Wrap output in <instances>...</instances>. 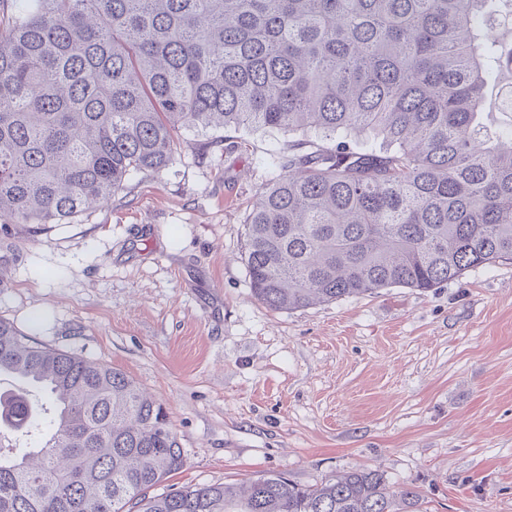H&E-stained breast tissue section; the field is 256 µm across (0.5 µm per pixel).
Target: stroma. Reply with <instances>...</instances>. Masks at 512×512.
<instances>
[{"instance_id":"35a3bbf8","label":"stroma","mask_w":512,"mask_h":512,"mask_svg":"<svg viewBox=\"0 0 512 512\" xmlns=\"http://www.w3.org/2000/svg\"><path fill=\"white\" fill-rule=\"evenodd\" d=\"M483 121L512 128V76L490 81ZM178 141L169 169L72 223L0 227V319L160 402L184 453L171 485L364 467L416 486L424 512H512V262L270 310L244 219L288 135Z\"/></svg>"}]
</instances>
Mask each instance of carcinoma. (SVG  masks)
Wrapping results in <instances>:
<instances>
[{
  "label": "carcinoma",
  "mask_w": 512,
  "mask_h": 512,
  "mask_svg": "<svg viewBox=\"0 0 512 512\" xmlns=\"http://www.w3.org/2000/svg\"><path fill=\"white\" fill-rule=\"evenodd\" d=\"M492 0H0V219L69 224L173 164L177 132L292 137L245 217L253 297L290 311L429 291L512 260V130L481 122L512 72ZM0 512H423L355 468L320 485L154 489L183 466L123 372L0 319Z\"/></svg>",
  "instance_id": "obj_1"
}]
</instances>
